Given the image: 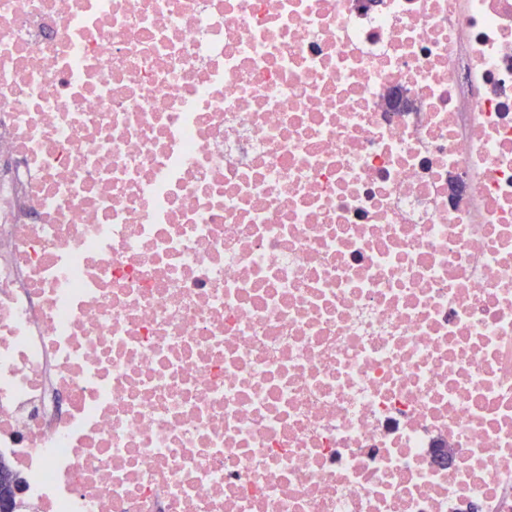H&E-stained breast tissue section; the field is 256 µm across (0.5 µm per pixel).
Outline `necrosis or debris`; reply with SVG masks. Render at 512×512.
Segmentation results:
<instances>
[{
  "label": "necrosis or debris",
  "mask_w": 512,
  "mask_h": 512,
  "mask_svg": "<svg viewBox=\"0 0 512 512\" xmlns=\"http://www.w3.org/2000/svg\"><path fill=\"white\" fill-rule=\"evenodd\" d=\"M14 512H512V0H0Z\"/></svg>",
  "instance_id": "obj_1"
}]
</instances>
